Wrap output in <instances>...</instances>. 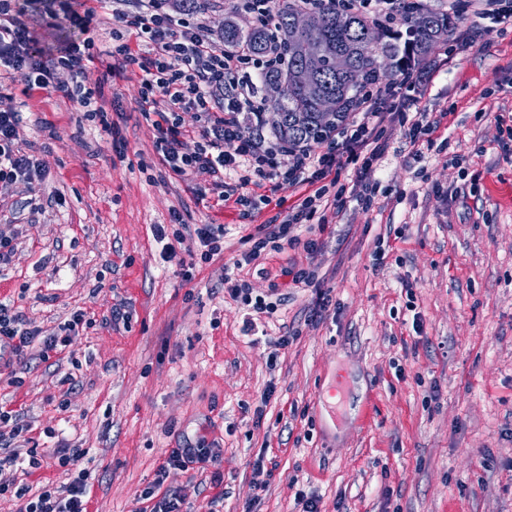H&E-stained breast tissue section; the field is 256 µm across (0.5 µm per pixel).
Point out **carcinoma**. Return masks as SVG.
<instances>
[{"instance_id": "cac0c4a2", "label": "carcinoma", "mask_w": 512, "mask_h": 512, "mask_svg": "<svg viewBox=\"0 0 512 512\" xmlns=\"http://www.w3.org/2000/svg\"><path fill=\"white\" fill-rule=\"evenodd\" d=\"M309 20L308 29L299 33L291 30L295 18ZM412 41L399 44L400 33L379 18L367 13L338 11L328 6L318 12L304 9L298 0H283L271 9L267 24L242 31L233 21H224V45L230 49L245 47L256 61L265 59L270 47L278 50L273 64L265 65L258 79L257 90L264 91L272 84L282 87L276 99L275 111L280 113L274 122L277 136L290 145L309 146L322 139V132L333 121H341L353 111L359 93L380 78L381 59L400 72L409 70L412 62H421L432 53L431 45L439 34L450 35L456 27V18L449 13L432 12L421 8H407L401 14ZM319 42L327 55L345 53L349 67L338 73L326 60L308 88L292 83V72L306 62L300 44ZM323 94L336 97V111L331 120L324 119L318 109Z\"/></svg>"}]
</instances>
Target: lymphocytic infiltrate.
Instances as JSON below:
<instances>
[{
	"instance_id": "f902f5d3",
	"label": "lymphocytic infiltrate",
	"mask_w": 512,
	"mask_h": 512,
	"mask_svg": "<svg viewBox=\"0 0 512 512\" xmlns=\"http://www.w3.org/2000/svg\"><path fill=\"white\" fill-rule=\"evenodd\" d=\"M11 2L0 0V68L11 80L23 83L26 91L61 93L83 119L103 120L104 130H111L97 105L100 90L87 80L94 53L71 44L56 56L44 58L33 50L30 31L14 14ZM114 2L112 17L119 27L112 35L118 44L116 61L107 67L106 75L116 78L130 70L141 71V114L151 121L154 151L162 167L180 178H201L218 188L223 187L228 171L237 175L244 188L267 182L302 188L296 203L281 211L279 223L262 225L254 234L244 262L255 261L269 249L296 246L299 239L291 234L294 225L326 226L351 201L371 207L374 199L367 185L358 179L345 180L342 174L351 165L369 170L379 164L387 147L386 128L402 130L409 145L418 149L441 124L440 117L413 112L415 83L408 76L395 86L370 84L358 100L355 119L327 130L320 152L269 142L261 135L242 139L240 114H250L256 127L264 125L253 75L246 69V51L221 48L219 37L200 20V6L191 0L176 14L168 0ZM183 112L194 113V129L184 127L179 118ZM18 121L16 111L0 107L1 184L30 181L43 169L42 162L16 148ZM189 231L198 241L202 261L221 253L223 225L191 228L175 211L169 224L154 227L164 257H175L177 245L183 244ZM83 321V313H76L62 334L44 337L25 328L21 315L0 304V365L11 366L37 342L47 350L69 346L72 333ZM61 462L78 465L77 475L60 485L45 483L33 496L18 491L17 512H88L87 481L93 456L89 449L76 448L62 456Z\"/></svg>"
}]
</instances>
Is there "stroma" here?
<instances>
[{
  "label": "stroma",
  "instance_id": "1",
  "mask_svg": "<svg viewBox=\"0 0 512 512\" xmlns=\"http://www.w3.org/2000/svg\"><path fill=\"white\" fill-rule=\"evenodd\" d=\"M419 2L458 19L455 53L410 73L416 110L448 112L446 127L419 153L393 133L365 174L382 190L371 208L349 204L312 231L313 248L240 268L245 236L275 206L243 216L209 184L166 174L138 112L141 72L108 80V58L90 66L115 137L79 123L62 94L0 88L23 117L19 149L46 164L0 186V233L16 238L0 303L46 332L86 315L64 353L32 348L0 372V410L23 416L39 462L0 472V512H15L17 489L69 480L56 448L95 453L90 512H141L159 476L184 492L182 512H301L300 493L320 512H512V20L476 19L480 0ZM71 6L13 2L43 56L111 44V8L80 27ZM32 198L42 213L12 223ZM175 210L224 227L223 256L189 282L180 262L194 240L165 259L152 234ZM301 268L318 281L296 287ZM232 279L275 312L230 298ZM118 304L125 320L111 318ZM181 437L219 442L223 483L159 474Z\"/></svg>",
  "mask_w": 512,
  "mask_h": 512
}]
</instances>
